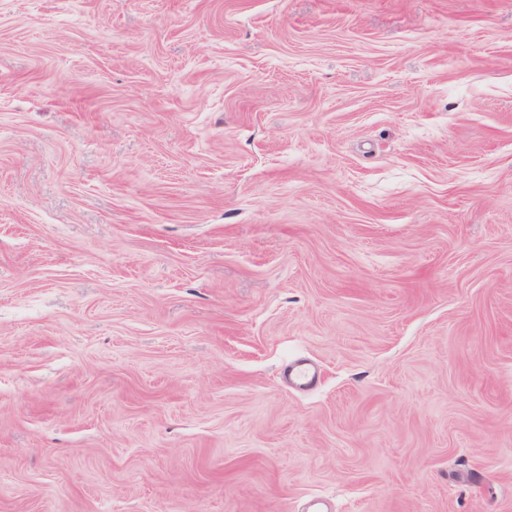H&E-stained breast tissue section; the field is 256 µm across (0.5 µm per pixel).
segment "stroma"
I'll list each match as a JSON object with an SVG mask.
<instances>
[{
    "label": "stroma",
    "mask_w": 512,
    "mask_h": 512,
    "mask_svg": "<svg viewBox=\"0 0 512 512\" xmlns=\"http://www.w3.org/2000/svg\"><path fill=\"white\" fill-rule=\"evenodd\" d=\"M316 496L512 512V0H0V512ZM289 382L297 388L312 387L316 380V371L305 361H299L288 368Z\"/></svg>",
    "instance_id": "1"
}]
</instances>
